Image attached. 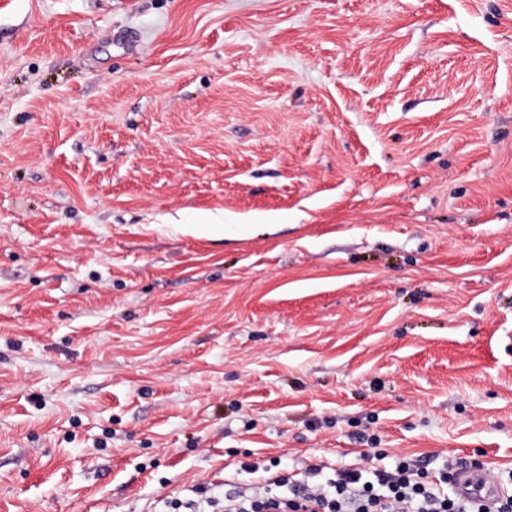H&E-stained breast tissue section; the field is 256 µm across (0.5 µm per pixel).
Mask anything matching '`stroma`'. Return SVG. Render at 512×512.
Segmentation results:
<instances>
[{
  "instance_id": "stroma-1",
  "label": "stroma",
  "mask_w": 512,
  "mask_h": 512,
  "mask_svg": "<svg viewBox=\"0 0 512 512\" xmlns=\"http://www.w3.org/2000/svg\"><path fill=\"white\" fill-rule=\"evenodd\" d=\"M403 457L512 473V0H0V512Z\"/></svg>"
}]
</instances>
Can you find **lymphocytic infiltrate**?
<instances>
[{
  "mask_svg": "<svg viewBox=\"0 0 512 512\" xmlns=\"http://www.w3.org/2000/svg\"><path fill=\"white\" fill-rule=\"evenodd\" d=\"M267 482L272 490L259 498L242 491L221 499L197 485L183 506L185 512H211L219 504L224 512H458L457 497L424 483L418 463L406 458L390 470L346 468L325 478L311 467L303 480Z\"/></svg>",
  "mask_w": 512,
  "mask_h": 512,
  "instance_id": "1",
  "label": "lymphocytic infiltrate"
}]
</instances>
